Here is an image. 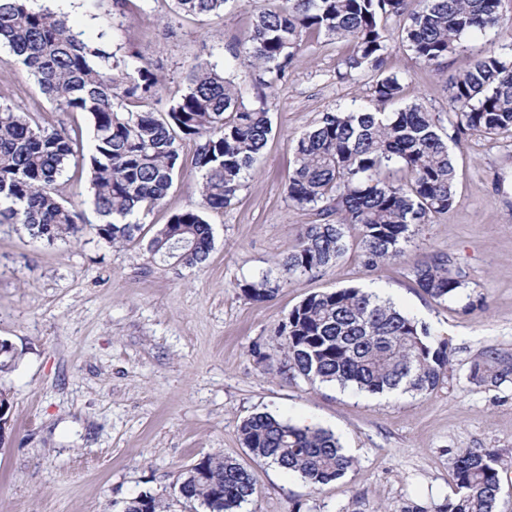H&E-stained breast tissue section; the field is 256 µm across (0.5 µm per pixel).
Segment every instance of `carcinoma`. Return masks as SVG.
Instances as JSON below:
<instances>
[{"label":"carcinoma","instance_id":"obj_1","mask_svg":"<svg viewBox=\"0 0 512 512\" xmlns=\"http://www.w3.org/2000/svg\"><path fill=\"white\" fill-rule=\"evenodd\" d=\"M30 0H0V43L25 66L41 94L61 112L87 115L92 153L89 188L100 223L64 204L56 182L77 156L82 131L49 129L25 113L0 105V224H20L50 242L77 238L86 230L113 246L140 238V214L167 197L182 174L181 153L194 147L200 209L171 216L148 242L153 262L174 259L186 267L204 263L213 232L204 213L232 205L246 172L272 133L267 100L245 103L241 89L208 59L190 64L187 88L167 110L133 107L160 95L162 79L138 50L118 57L103 41L73 30L65 13L33 9ZM228 0H173L174 11L208 16ZM254 6V19L231 58L256 85L272 89L299 60L313 36L344 41L347 71L376 72L375 98L399 102V77L384 68L392 16H407L400 44L426 66L440 68L463 48L467 33L492 31L512 38V14L502 0H268ZM448 112L453 140L468 131L512 132V58L493 48L473 55L470 67L451 79ZM448 132L422 102L394 112L368 107L324 112L298 140L288 172V198L315 211L297 244L279 262L285 280L326 271L357 233L367 268L405 255L412 229L448 213L455 201L456 168ZM417 287L431 298L454 299L466 281L453 259L437 253L412 269ZM244 296L269 301L277 285L268 276L241 285ZM275 335L288 357L291 378L337 384L369 395L433 391L448 376V343L434 342L429 328L388 300L362 288L307 295L278 325ZM512 362L488 346L471 369L481 383L504 381ZM242 445L255 457L299 475L312 487L345 476L353 466L338 438L324 429L301 428L269 412L245 419ZM453 491L429 511L408 504L401 512H497L500 455L492 448H450ZM177 493L190 508L239 512L257 493L251 473L236 459L208 454L183 471ZM122 512H171L161 496L141 493Z\"/></svg>","mask_w":512,"mask_h":512}]
</instances>
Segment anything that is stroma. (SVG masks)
<instances>
[{
  "label": "stroma",
  "mask_w": 512,
  "mask_h": 512,
  "mask_svg": "<svg viewBox=\"0 0 512 512\" xmlns=\"http://www.w3.org/2000/svg\"><path fill=\"white\" fill-rule=\"evenodd\" d=\"M76 30L103 34L117 55L140 50L159 65L164 88L148 110L162 112L186 91L194 57L223 65L252 23L246 0L205 17L174 14L171 0H72ZM443 70L392 43L387 72L404 102L448 113V83L470 65L469 47L499 45L494 32L464 37ZM346 43H306L297 65L269 94L273 132L235 204L206 213L213 249L205 265L151 262L145 241L178 212L196 207V174L185 168L163 205L142 216V241L110 246L94 231L50 242L0 224V339L19 354L0 373L13 403L0 443V512H121L141 493L172 495L202 456L220 452L252 474L257 495L243 512H401L434 508L452 491L448 451L495 448L502 455L498 512H512V377L476 384L470 366L485 347L512 356V133H480L452 145L457 180L446 215L415 230L402 259L366 269L357 236L325 272L281 282L279 261L312 211L288 198L293 148L320 113L370 104L365 69L340 77ZM0 61V104L48 128L87 127L57 112L26 69ZM445 252L465 276L458 299L437 301L416 287L414 262ZM279 288L267 302L241 285L261 277ZM378 289L404 313L448 341L452 365L434 391L375 398L290 379L275 327L307 295ZM485 296L488 307L466 311ZM267 411L300 427L329 430L354 457L340 480L312 488L255 458L239 439L250 414Z\"/></svg>",
  "instance_id": "obj_1"
}]
</instances>
